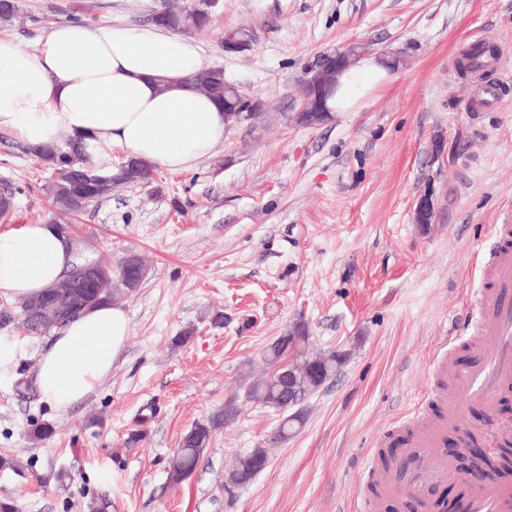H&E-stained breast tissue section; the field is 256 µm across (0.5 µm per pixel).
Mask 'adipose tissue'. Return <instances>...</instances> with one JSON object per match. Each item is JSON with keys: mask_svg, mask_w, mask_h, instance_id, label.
<instances>
[{"mask_svg": "<svg viewBox=\"0 0 512 512\" xmlns=\"http://www.w3.org/2000/svg\"><path fill=\"white\" fill-rule=\"evenodd\" d=\"M198 44L154 26L53 27L37 47L0 37V131L36 149L68 136L91 160L113 148L172 172L208 157L227 128L224 110L186 84L205 69ZM382 60L360 59L328 102L341 112L386 76ZM74 246L57 225L20 224L0 233V298L39 294L63 278ZM130 331L126 311L104 304L61 329L37 366L41 397L65 412L112 373Z\"/></svg>", "mask_w": 512, "mask_h": 512, "instance_id": "adipose-tissue-1", "label": "adipose tissue"}]
</instances>
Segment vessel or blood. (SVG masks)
I'll return each mask as SVG.
<instances>
[{
	"mask_svg": "<svg viewBox=\"0 0 512 512\" xmlns=\"http://www.w3.org/2000/svg\"><path fill=\"white\" fill-rule=\"evenodd\" d=\"M488 287L474 297L469 324L483 336V343L466 363L440 361L448 376V395L440 416L427 420L424 409L413 416L421 426L405 443L400 456L378 472L382 491L392 497L435 504L427 500L431 484L447 480L452 463L441 447L449 432H465L472 406L493 407L501 389L512 385V246L501 245L487 256ZM465 492L459 512H512V484L482 485L462 477Z\"/></svg>",
	"mask_w": 512,
	"mask_h": 512,
	"instance_id": "obj_1",
	"label": "vessel or blood"
}]
</instances>
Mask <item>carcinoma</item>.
<instances>
[{
	"instance_id": "carcinoma-1",
	"label": "carcinoma",
	"mask_w": 512,
	"mask_h": 512,
	"mask_svg": "<svg viewBox=\"0 0 512 512\" xmlns=\"http://www.w3.org/2000/svg\"><path fill=\"white\" fill-rule=\"evenodd\" d=\"M23 14L21 0H0V21L12 22L21 18ZM159 24L178 29L198 30L206 27L210 18L205 11L204 4L197 7L173 10L168 7L162 9L159 16L154 17ZM192 87L210 98L224 105V110L235 107L243 97L235 86L224 78V70L212 67L200 71L190 77ZM39 159L56 173L55 179L50 183L48 192L54 206L63 213L78 214L89 205L104 199L112 193L114 186L121 181H89L81 178L77 170L89 165V158L78 151L71 149L69 139H64L55 147L48 148L41 153ZM83 275L81 263L73 265L71 271L59 282L45 289L39 297L48 294L69 296V283ZM133 275L128 268L119 266L118 273L112 274V267L101 264L99 288L85 296H70V305L73 310L60 318L49 314L42 328L31 330L33 336H44L61 327L63 324L78 317L85 311L103 303H110L113 299L128 295L134 291L130 284ZM308 339L307 328L298 323L284 333V339H275L266 350L265 362L268 365L276 364L288 358L289 354L298 356L296 364L290 367L289 379L281 380L277 375L264 377L250 384L245 390L247 399H254L262 405L282 414V419L276 431L275 438L280 441L288 439V432L298 429L304 422V413L301 409L294 411L288 409V382H293L298 392L307 395L319 389L313 376L308 371V364L319 363L328 368L329 372H340L347 363V355H338L336 350L330 349L318 354H309L305 350ZM294 346L293 352H288L289 346ZM239 413L237 400L231 398L224 403V408L216 411L206 420L198 422L182 437L177 448L169 479L173 483H180L194 472L201 455L208 448L214 432L224 424L234 419ZM267 460V453L263 448H254L251 451L235 458L232 469L227 478L229 483L247 486L256 475L257 464Z\"/></svg>"
}]
</instances>
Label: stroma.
<instances>
[{"label": "stroma", "instance_id": "1", "mask_svg": "<svg viewBox=\"0 0 512 512\" xmlns=\"http://www.w3.org/2000/svg\"><path fill=\"white\" fill-rule=\"evenodd\" d=\"M164 3L23 0L22 19L0 35L27 49L65 22L148 24ZM211 15L191 38L268 114L257 128L230 126L194 169L154 167L151 183L115 186L68 217L95 255L115 265L138 255L146 273L117 301L130 334L111 376L68 412L36 387L50 337L0 323L18 345L0 371V454L19 462L0 471V497L20 512H348L364 492L372 512H418L375 496L363 461L417 429L416 403L438 411L445 354L472 357L469 297L486 284L496 225H512V80L496 108L462 111L476 83L457 61L484 40L512 76V0H217ZM240 27L252 29L250 46L225 52V33ZM354 42L399 62L345 111L296 123L305 61ZM53 177L0 132V180L22 189L0 232L51 220ZM427 191L435 212L425 228L414 209ZM300 321L309 351L351 358L278 441L279 414L242 395L265 374L269 344ZM235 395L236 421L172 483L183 434ZM468 421L496 445L512 403L473 407ZM44 422L53 435L33 439ZM257 447L268 466L247 487H227L235 458Z\"/></svg>", "mask_w": 512, "mask_h": 512}]
</instances>
